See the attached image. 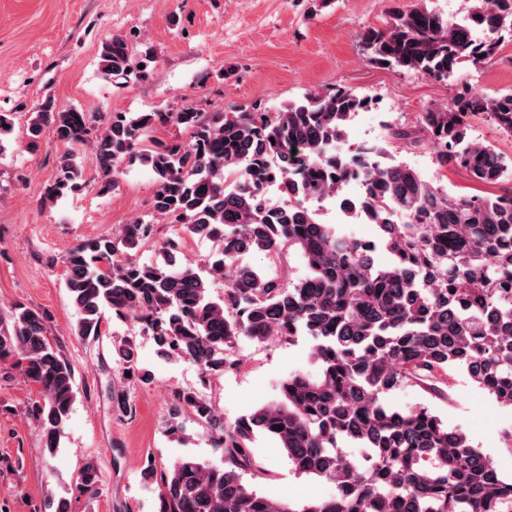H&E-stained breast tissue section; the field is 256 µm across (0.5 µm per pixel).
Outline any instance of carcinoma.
Here are the masks:
<instances>
[{"mask_svg": "<svg viewBox=\"0 0 512 512\" xmlns=\"http://www.w3.org/2000/svg\"><path fill=\"white\" fill-rule=\"evenodd\" d=\"M473 2L460 21L421 3L396 6L383 25L363 28L359 47L371 64L453 79L468 64L493 60L502 33L512 34V0ZM101 65L109 76L129 72L122 38L103 44ZM368 104L338 87L274 111L118 112L96 132L91 114L48 98L29 123L28 145L47 138L62 148L49 197L76 188L80 146L92 149L102 193L114 189L119 165L137 157L156 176L155 215L173 216L219 246V257L197 269L176 263L173 240L161 245V260L141 262L129 250L153 227L137 221L72 248L62 263L75 336L102 335L109 308L139 324L160 356L188 360L206 376L241 366L232 352L242 336L315 341V371L289 374L279 401L232 423L200 393L175 392L167 430L181 431L179 414L192 413L222 449L224 466L193 457L149 462L142 478L157 486L158 512H512V478L464 432L425 404L396 409L385 401L407 386L446 399L462 369L498 406L512 408V191L451 193L377 146L353 167L336 145ZM473 115L512 136V92H460L391 127L390 138L433 148L440 172L458 167L489 186L512 178V162L470 137ZM171 123L190 131V146L141 150L150 130ZM352 179L362 183L361 206L377 228L371 242L320 223L312 206ZM272 187L284 197L278 207L267 202ZM291 249L306 269L296 282L243 263L254 253L275 262ZM217 280L224 296L214 299ZM117 354L123 372L147 377L134 340L122 338ZM6 363L36 385L28 415L43 450L54 453L77 388L46 313L16 305L0 314V366ZM258 433L277 440L299 474L332 482L336 496L293 507L248 486L243 476L257 469L250 443ZM349 445L362 449L361 458L350 457ZM100 477L87 460L77 492L94 494Z\"/></svg>", "mask_w": 512, "mask_h": 512, "instance_id": "1", "label": "carcinoma"}]
</instances>
